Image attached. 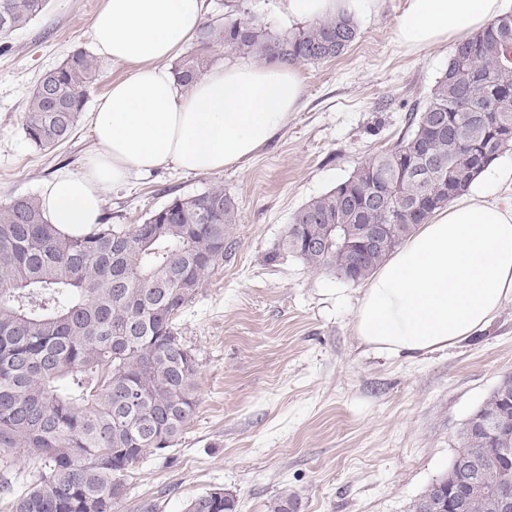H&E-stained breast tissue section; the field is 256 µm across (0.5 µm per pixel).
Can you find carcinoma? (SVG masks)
<instances>
[{
  "mask_svg": "<svg viewBox=\"0 0 512 512\" xmlns=\"http://www.w3.org/2000/svg\"><path fill=\"white\" fill-rule=\"evenodd\" d=\"M48 5L0 0V39ZM357 36L349 14L273 32L239 5L223 28L204 25L200 43L216 40L288 65L337 57ZM208 67L207 55L196 52L173 71L188 90ZM98 69L94 55L78 51L43 74L23 116L31 143L53 150L68 141ZM408 127L390 150L297 209L276 257L291 254L359 284L512 149V12L454 45ZM236 223L237 205L221 186L175 196L141 224L104 218L75 235L49 223L34 196L0 205V466L20 457L43 461L21 492L0 476L9 512H119L124 497L116 490L129 473L175 446L198 405L196 356L176 318L232 253ZM347 224L385 225L387 243L348 247ZM491 414L512 419L511 375L463 424L449 468L479 457L489 487L512 465V452H498L512 449V439L499 442L479 425ZM447 481L428 486L416 508L436 500ZM233 503L211 489L193 497L186 512H233ZM297 509L298 499L286 492L269 506ZM469 512L500 509L488 493L473 498Z\"/></svg>",
  "mask_w": 512,
  "mask_h": 512,
  "instance_id": "carcinoma-1",
  "label": "carcinoma"
}]
</instances>
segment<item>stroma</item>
<instances>
[{
	"mask_svg": "<svg viewBox=\"0 0 512 512\" xmlns=\"http://www.w3.org/2000/svg\"><path fill=\"white\" fill-rule=\"evenodd\" d=\"M102 2L51 0L0 52V202L40 196L59 170L77 169L92 146L87 112L128 76L100 59L71 138L52 151L26 139L30 93L74 51H93ZM407 3L362 0L357 39L299 64L297 112L244 164L213 175L158 169L107 193L105 212L126 226L213 186L238 206L231 255L176 319L197 358L199 405L176 445L128 477L122 512H185L213 488L234 495L236 512H268L285 491L300 512H411L447 472L463 423L512 376V302L468 341L395 357L354 333L362 285L293 256L268 260L296 209L407 133L408 113L446 69L451 44L413 52L395 41Z\"/></svg>",
	"mask_w": 512,
	"mask_h": 512,
	"instance_id": "obj_1",
	"label": "stroma"
}]
</instances>
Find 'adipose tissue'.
I'll return each mask as SVG.
<instances>
[{
  "mask_svg": "<svg viewBox=\"0 0 512 512\" xmlns=\"http://www.w3.org/2000/svg\"><path fill=\"white\" fill-rule=\"evenodd\" d=\"M360 0H278L282 18L352 13ZM505 0H409L394 36L421 51L482 30ZM204 0H104L93 22L99 55L129 66L91 115L93 147L79 170L49 180L40 205L52 224L79 234L99 223L106 193L160 167L214 174L271 141L296 112L297 68L231 64L191 89L168 66L199 32ZM511 170L437 211L371 278L355 313L359 341L394 356L448 349L484 330L512 301V205L493 201Z\"/></svg>",
  "mask_w": 512,
  "mask_h": 512,
  "instance_id": "ef3b65f1",
  "label": "adipose tissue"
}]
</instances>
